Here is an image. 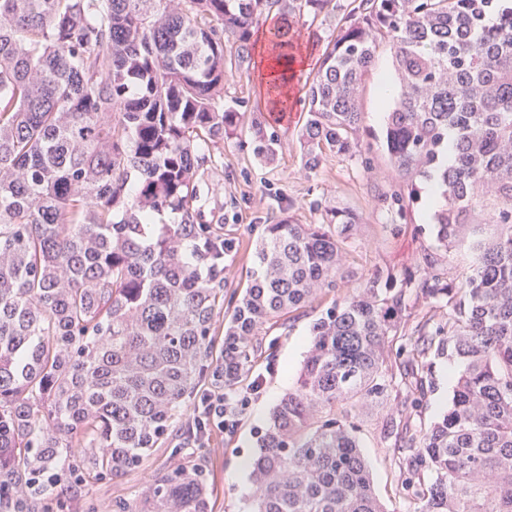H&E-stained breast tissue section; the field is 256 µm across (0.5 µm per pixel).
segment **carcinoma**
<instances>
[{
    "label": "carcinoma",
    "mask_w": 512,
    "mask_h": 512,
    "mask_svg": "<svg viewBox=\"0 0 512 512\" xmlns=\"http://www.w3.org/2000/svg\"><path fill=\"white\" fill-rule=\"evenodd\" d=\"M333 0H0V512H39L139 467L213 363L224 235L199 220L211 148L248 129L273 159L274 114L244 126L226 69L254 30L293 57V14ZM304 98V168L354 154L365 75L387 47L398 92L379 201L403 218L439 188L422 273L378 268L342 291L351 210L265 225L250 282L224 318V386L260 355L258 330L324 291L295 385L257 438L248 512H386L361 451L360 409L416 407L435 361L458 365L448 405L395 438L414 512H512V0H353ZM168 215L172 222L159 223ZM440 312L418 316L410 300ZM407 336L391 360L390 338ZM200 467L176 463L109 512H208Z\"/></svg>",
    "instance_id": "cac0c4a2"
}]
</instances>
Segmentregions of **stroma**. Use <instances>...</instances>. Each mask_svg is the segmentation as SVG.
<instances>
[{
    "instance_id": "obj_1",
    "label": "stroma",
    "mask_w": 512,
    "mask_h": 512,
    "mask_svg": "<svg viewBox=\"0 0 512 512\" xmlns=\"http://www.w3.org/2000/svg\"><path fill=\"white\" fill-rule=\"evenodd\" d=\"M351 7L352 0H335L334 9L318 18L306 14L297 17L296 26L301 33L297 50L307 65L298 70L291 82L295 100L304 98L327 43ZM391 74V56L387 50H379L363 84L360 153H327L317 172L303 167L299 133L305 114L298 109L290 112L287 121L272 126L278 136L274 161L255 158L237 137L225 139L215 150L199 183L201 220L224 233L225 296L241 294L246 288L265 225L286 211L300 224L322 223L330 209L347 207L360 213L361 223L348 246L349 272L341 283L345 289L364 283L379 267L415 269L421 253L434 250L426 203L415 204L408 218L402 220L374 202L377 193L389 186L388 156L381 136L387 105L380 99L378 88L380 83L390 81ZM224 102L237 105L239 111L246 113L264 110L266 99L258 64L226 76ZM334 298L331 292L321 294L308 307L265 323L259 332L262 354L241 384L225 389L215 371L206 370L195 396L188 398L176 413L165 441L152 450L140 467L93 483L79 499L57 491L52 496L50 512H103L113 497H134L145 492L152 478L163 473L178 456L188 465L199 458L206 460L211 512H243L254 494L249 474L250 461L257 451V434L265 428L281 396L293 387L309 348L312 325ZM450 369L448 361L436 362L432 388L417 410L418 422L429 424L446 407L451 391ZM223 391L229 397L249 400L247 406L237 408L234 429H215L203 441L183 445L179 434L188 415L195 411L197 395ZM386 415L385 409L376 407L360 414L363 452L387 512H411L413 504L394 466L392 451L379 440V426Z\"/></svg>"
}]
</instances>
